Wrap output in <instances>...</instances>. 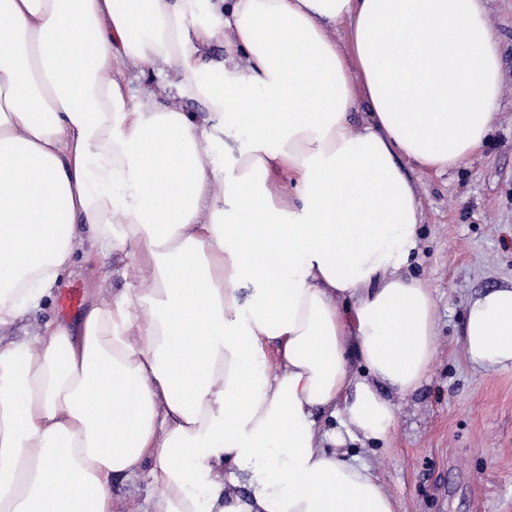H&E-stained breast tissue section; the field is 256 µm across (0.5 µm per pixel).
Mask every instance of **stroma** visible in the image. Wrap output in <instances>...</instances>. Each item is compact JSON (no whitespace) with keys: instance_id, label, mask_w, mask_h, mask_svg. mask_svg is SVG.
I'll return each instance as SVG.
<instances>
[{"instance_id":"35a3bbf8","label":"stroma","mask_w":512,"mask_h":512,"mask_svg":"<svg viewBox=\"0 0 512 512\" xmlns=\"http://www.w3.org/2000/svg\"><path fill=\"white\" fill-rule=\"evenodd\" d=\"M502 71L496 131L484 150L443 174L413 172L421 213L418 252L407 276L428 280L436 300L438 355L427 380L399 400L387 447L346 442L396 499L399 512H512V369L472 364L461 336L467 306L484 291L512 284V0H487ZM129 258L77 256L39 310L6 331L21 342L64 310L68 289L88 301L93 288L112 295L134 287Z\"/></svg>"}]
</instances>
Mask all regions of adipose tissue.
<instances>
[{"label":"adipose tissue","mask_w":512,"mask_h":512,"mask_svg":"<svg viewBox=\"0 0 512 512\" xmlns=\"http://www.w3.org/2000/svg\"><path fill=\"white\" fill-rule=\"evenodd\" d=\"M144 67L245 135L231 169L214 128L130 102ZM500 89L484 0H0V512H114L139 474L149 512H397L339 446L388 443L437 352L405 167L479 153ZM84 247L135 287L2 336ZM463 336L512 368V287Z\"/></svg>","instance_id":"1"}]
</instances>
